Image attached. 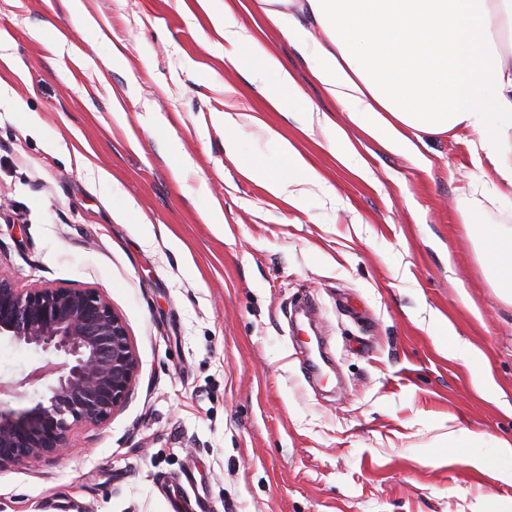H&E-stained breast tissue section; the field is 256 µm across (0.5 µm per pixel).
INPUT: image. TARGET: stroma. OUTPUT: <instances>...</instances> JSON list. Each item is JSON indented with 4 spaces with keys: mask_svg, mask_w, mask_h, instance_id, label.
Here are the masks:
<instances>
[{
    "mask_svg": "<svg viewBox=\"0 0 512 512\" xmlns=\"http://www.w3.org/2000/svg\"><path fill=\"white\" fill-rule=\"evenodd\" d=\"M81 2L0 0V275L106 296L140 371L77 448L0 472V512H512L496 448L512 442V304L471 233L512 230V206L473 182L469 133L424 135L417 160L349 127L356 174L215 51L200 0ZM261 7L234 17L346 125ZM224 111L248 156L286 172L275 129L335 195L293 205L244 175L212 123ZM304 299L335 358L319 386L288 330ZM45 359L0 341V409L41 400L28 375Z\"/></svg>",
    "mask_w": 512,
    "mask_h": 512,
    "instance_id": "35a3bbf8",
    "label": "stroma"
}]
</instances>
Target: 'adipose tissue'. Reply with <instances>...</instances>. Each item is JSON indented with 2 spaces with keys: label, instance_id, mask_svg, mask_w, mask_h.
I'll list each match as a JSON object with an SVG mask.
<instances>
[{
  "label": "adipose tissue",
  "instance_id": "obj_1",
  "mask_svg": "<svg viewBox=\"0 0 512 512\" xmlns=\"http://www.w3.org/2000/svg\"><path fill=\"white\" fill-rule=\"evenodd\" d=\"M280 37L301 55L323 93L349 122L382 148L420 157L419 132L473 131V177L512 188V66L502 60L512 34V0H263ZM231 5L212 10L224 36V57L247 69L256 92L304 130L329 129L344 164L363 162L346 133L312 102L280 60L232 18ZM224 150L269 193L297 201L301 188L326 183L305 156L269 131L287 175L245 159L236 114L219 112ZM477 242L503 297L512 299V235L479 229Z\"/></svg>",
  "mask_w": 512,
  "mask_h": 512
}]
</instances>
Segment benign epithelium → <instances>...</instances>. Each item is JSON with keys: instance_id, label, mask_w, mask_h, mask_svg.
Listing matches in <instances>:
<instances>
[{"instance_id": "obj_1", "label": "benign epithelium", "mask_w": 512, "mask_h": 512, "mask_svg": "<svg viewBox=\"0 0 512 512\" xmlns=\"http://www.w3.org/2000/svg\"><path fill=\"white\" fill-rule=\"evenodd\" d=\"M65 357L31 377L54 376L47 402L0 409V472L72 447L82 423H102L127 398L139 360L107 297L86 288H20L0 276V339Z\"/></svg>"}]
</instances>
